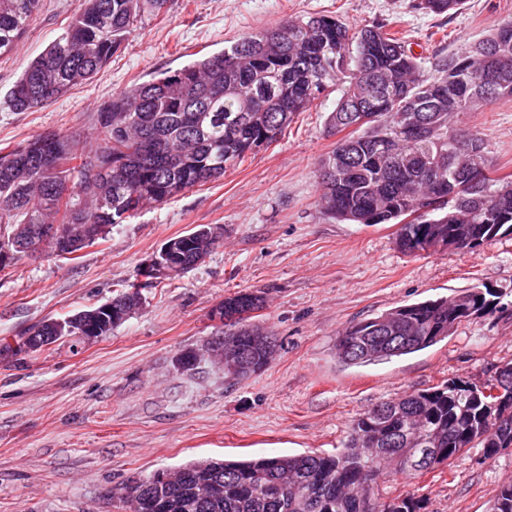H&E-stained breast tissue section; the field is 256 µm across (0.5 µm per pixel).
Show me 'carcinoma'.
<instances>
[{
	"label": "carcinoma",
	"instance_id": "1",
	"mask_svg": "<svg viewBox=\"0 0 512 512\" xmlns=\"http://www.w3.org/2000/svg\"><path fill=\"white\" fill-rule=\"evenodd\" d=\"M39 0H0V55L10 52ZM466 0H418L436 15L461 10ZM167 0H85L82 12L31 61L10 91L17 112L35 111L92 80L137 30L146 10L158 14ZM343 85L329 118L338 129L347 110L360 105L374 116L336 141L320 161L321 213L355 224L366 213L377 223H396L399 249L419 255L448 244L461 231V251L512 233V177L483 187L469 183L479 168H492L484 139L460 116L512 98V21L486 38L421 66L405 41L379 24L352 29L340 19L313 15L280 28H256L219 52L112 95L94 113L96 136L45 132L0 153V271L28 256L43 226L70 238L74 251L102 239L114 224L143 208L160 206L197 185L224 176L227 168L276 140L294 116L329 88ZM419 115L420 132L403 127ZM482 151L478 158L471 147ZM438 201L435 224L403 223L422 203ZM224 232L197 226L170 239L177 276L195 256L212 253ZM127 284L110 300L64 319L61 336H78L95 321L99 335L134 314L140 293ZM261 292L238 291L224 309L263 308ZM496 311L491 291L472 288L448 297L399 306L347 327L336 357L367 366L424 350L446 338L472 313ZM227 339L213 356L242 358L245 379L274 358L273 335L242 317L224 324ZM478 385L450 380L382 402L351 424L344 447L332 454L211 459L132 476L112 492L128 512H424L413 493L382 488L389 469L417 475L448 464L472 448H512V401L494 407L477 396ZM397 407V414L386 412ZM429 450L426 467L408 456ZM491 512H512V484L500 488Z\"/></svg>",
	"mask_w": 512,
	"mask_h": 512
}]
</instances>
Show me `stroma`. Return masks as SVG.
Listing matches in <instances>:
<instances>
[{
	"label": "stroma",
	"instance_id": "35a3bbf8",
	"mask_svg": "<svg viewBox=\"0 0 512 512\" xmlns=\"http://www.w3.org/2000/svg\"><path fill=\"white\" fill-rule=\"evenodd\" d=\"M415 0H169L88 83L33 112L10 91L24 67L78 15L84 0H40L14 51L0 56V152L48 131L88 134L98 105L152 72L220 51L252 29L314 14L350 27L381 23L422 60L448 54L512 20V0H467L453 14ZM338 92L298 113L279 139L218 180L109 228L78 259L26 257L0 273V512H126L112 490L127 478L208 458L333 453L373 406L449 380L481 384L512 363V235L472 251H399L393 224H347L317 206L316 167L334 146ZM500 176L512 175V100L463 115ZM219 225L224 243L194 270L142 290V306L110 333L21 350L33 324L110 300L169 239ZM499 294L497 312L462 321L424 350L367 366L336 358L350 324L472 287ZM266 294L258 322L278 341L272 362L243 380L206 351L212 309L234 293ZM195 351L193 369L180 355ZM512 483V448L474 449L417 476L391 475L426 512H490Z\"/></svg>",
	"mask_w": 512,
	"mask_h": 512
}]
</instances>
